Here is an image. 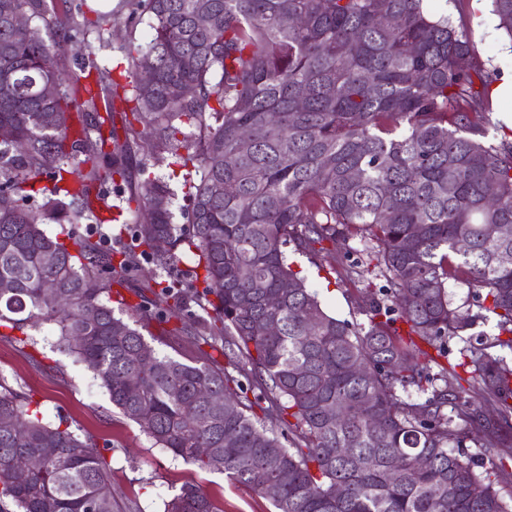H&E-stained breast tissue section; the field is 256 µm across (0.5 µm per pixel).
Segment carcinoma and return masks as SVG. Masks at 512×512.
<instances>
[{
  "label": "carcinoma",
  "instance_id": "carcinoma-1",
  "mask_svg": "<svg viewBox=\"0 0 512 512\" xmlns=\"http://www.w3.org/2000/svg\"><path fill=\"white\" fill-rule=\"evenodd\" d=\"M491 2L512 39V0ZM120 9L148 16L152 30L126 47L131 96L95 64L71 70L78 39L48 21L55 0H0V190L14 194L0 209V283L12 285L0 292V327L56 323L60 347L155 444L224 472L275 512H512L499 488L508 474L464 452L472 441L512 455V363L489 352L512 353V263L500 262L512 254V143L489 140L479 121L492 112L491 73L474 61L470 35L432 18L423 0H121ZM18 14L52 35L27 39ZM48 83L54 98L42 96ZM124 105L142 129L121 141L112 114ZM143 136L185 169L187 224L152 209L171 191L145 165L129 201L151 222L130 229L134 248L114 247L106 184L126 182ZM43 177L52 186L34 189ZM51 223L70 225L67 239L48 235ZM157 238L171 248L154 249ZM338 240L360 255L350 267L362 283L360 321L330 315L286 256L290 244L317 255ZM178 246L202 277L140 279L142 262L166 269ZM460 279L478 311L454 305L450 281ZM136 281L141 302L131 305L122 291ZM49 286L68 306L47 297ZM492 317L498 334L473 345L464 333ZM151 320L210 351L197 360L157 351L142 333ZM445 336L464 343L462 375L440 361ZM230 366L253 378L254 398ZM283 424L291 446L270 457ZM24 455L41 465L20 481ZM0 512H114L93 439L46 421L6 386ZM165 512L223 510L188 486Z\"/></svg>",
  "mask_w": 512,
  "mask_h": 512
}]
</instances>
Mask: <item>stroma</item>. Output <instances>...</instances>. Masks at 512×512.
Instances as JSON below:
<instances>
[{"instance_id":"35a3bbf8","label":"stroma","mask_w":512,"mask_h":512,"mask_svg":"<svg viewBox=\"0 0 512 512\" xmlns=\"http://www.w3.org/2000/svg\"><path fill=\"white\" fill-rule=\"evenodd\" d=\"M436 12L451 16L455 25L467 26L476 55L491 73L512 57V40L496 28L489 0H433ZM119 0H69L75 22L114 14V21L87 31L82 42L100 68L112 69L123 62L128 41L146 42L151 37L147 21L132 25L117 9ZM294 262L316 290L327 312L352 319L358 282L348 274L356 254L346 253L343 243L311 256L289 251ZM58 327L42 324L30 334L18 331L0 335V380L31 397L46 419L67 420L80 436L94 439L112 474L117 512H164V504L183 485L200 486L222 512H273L259 495L233 485L224 474L205 472L173 457L156 445L138 426L123 418L107 393L87 368L60 348Z\"/></svg>"}]
</instances>
